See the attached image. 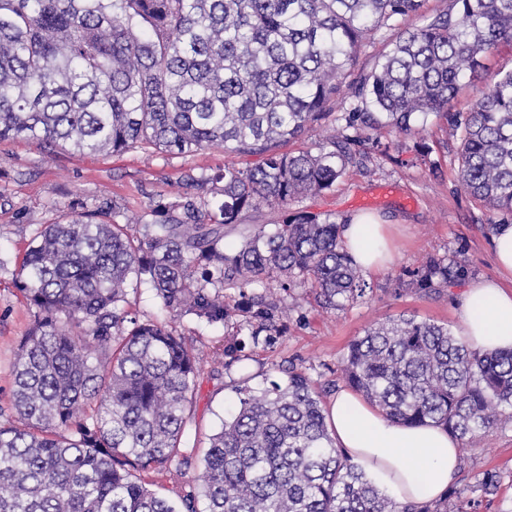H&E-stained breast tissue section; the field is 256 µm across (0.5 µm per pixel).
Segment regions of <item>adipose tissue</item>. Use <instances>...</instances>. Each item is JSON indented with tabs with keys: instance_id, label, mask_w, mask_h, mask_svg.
I'll list each match as a JSON object with an SVG mask.
<instances>
[{
	"instance_id": "adipose-tissue-1",
	"label": "adipose tissue",
	"mask_w": 512,
	"mask_h": 512,
	"mask_svg": "<svg viewBox=\"0 0 512 512\" xmlns=\"http://www.w3.org/2000/svg\"><path fill=\"white\" fill-rule=\"evenodd\" d=\"M342 239L364 270H381L393 260L383 225L372 219L350 220ZM459 327L473 349H512V291L491 278L471 281L462 294ZM328 414L337 447L361 464L396 502L431 501L448 489L461 450L442 426L402 425L348 390L336 395Z\"/></svg>"
}]
</instances>
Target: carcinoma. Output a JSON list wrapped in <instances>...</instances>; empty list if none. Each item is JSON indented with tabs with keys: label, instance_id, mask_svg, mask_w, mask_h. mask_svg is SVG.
<instances>
[{
	"label": "carcinoma",
	"instance_id": "cac0c4a2",
	"mask_svg": "<svg viewBox=\"0 0 512 512\" xmlns=\"http://www.w3.org/2000/svg\"><path fill=\"white\" fill-rule=\"evenodd\" d=\"M425 0H0V140L79 152L152 147L189 155L219 147L254 166L189 175L132 229L103 202L36 228L12 273L32 313L0 424V512H197L142 474L181 456L198 376L178 333L193 315L239 317L253 343L280 335L277 293L308 288L334 310L365 296L336 215L265 206L330 191L382 128L414 131L445 116L459 139L457 180L489 211L512 217V70L465 116L448 105L512 42V0H453L406 30L352 83L360 105L313 148L279 147L332 115L367 35L421 14ZM355 134H348V130ZM242 226L227 250L224 227ZM466 264L430 257L412 284L446 288ZM155 291L168 321L129 308V279ZM237 288L244 302L224 303ZM346 383L404 425L432 421L474 439L512 408V350L481 352L444 324L401 317L349 345ZM239 409L210 438L200 480L206 512H461L456 491L401 505L337 448L319 392L301 372Z\"/></svg>",
	"mask_w": 512,
	"mask_h": 512
}]
</instances>
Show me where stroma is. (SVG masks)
<instances>
[{
  "label": "stroma",
  "mask_w": 512,
  "mask_h": 512,
  "mask_svg": "<svg viewBox=\"0 0 512 512\" xmlns=\"http://www.w3.org/2000/svg\"><path fill=\"white\" fill-rule=\"evenodd\" d=\"M512 70V43L499 44L484 61L480 78L463 85L452 102L465 112L499 72ZM419 136L386 134L388 149L380 155L367 148L363 162L347 167L333 189L292 202L289 208L269 206L257 214L259 224L280 222L284 211L333 213L337 218L367 216L387 226L393 262L384 270L364 273L368 285L362 301L336 310L321 309L312 293L295 289L299 305L284 312L281 336L271 343L242 340L235 322L211 325L182 317L178 330L200 363L192 393L190 418L183 437V462L151 473L154 491L180 500L200 494L199 469L209 438L239 407V389L252 393L270 381H286L289 369L304 373L330 402L345 389L341 369L352 340L377 323L416 316L458 327L464 284L437 291L413 287L410 270L431 256H453L464 262L470 279L496 274L490 213L460 189L457 180L459 142L449 137L444 117L432 114L419 125ZM246 158L220 148L187 156H168L153 149L116 154H90L48 148L35 141H0V422L12 417V366L18 344L28 332L31 314L15 288L17 268L36 227L55 222L76 204L95 208L116 204L125 222H137L155 201L172 197L185 175L226 166L242 167ZM459 474L465 512H512V422L502 421L476 441H461ZM499 476L496 491L479 492L485 472Z\"/></svg>",
  "instance_id": "1"
}]
</instances>
